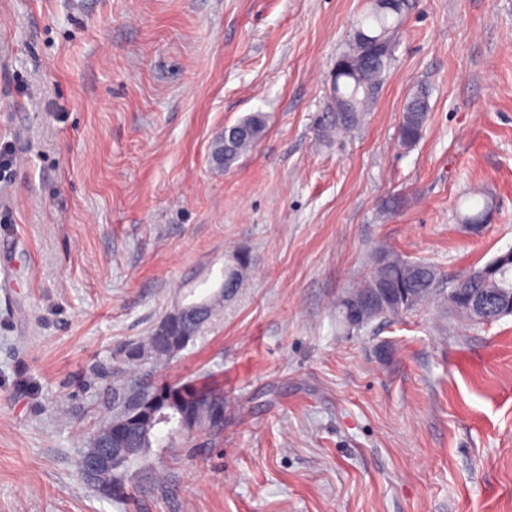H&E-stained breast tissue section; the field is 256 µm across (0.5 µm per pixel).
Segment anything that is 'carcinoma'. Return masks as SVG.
Returning <instances> with one entry per match:
<instances>
[{"label": "carcinoma", "instance_id": "cac0c4a2", "mask_svg": "<svg viewBox=\"0 0 512 512\" xmlns=\"http://www.w3.org/2000/svg\"><path fill=\"white\" fill-rule=\"evenodd\" d=\"M405 0H393L391 8L370 11L357 23L352 39L339 56L341 65L336 67L333 93L336 99L334 119L336 129L351 130L365 112L374 104L382 85L391 57L393 33L397 31ZM429 112L428 94L423 89L414 91L408 98L400 126L401 145L408 147L422 136ZM267 120L262 112H251L237 123L224 128L223 142L218 146V165L228 167L248 152L264 135ZM435 269L420 261H411L400 254L380 249L373 256L370 276L361 287L389 288L391 300L377 311L372 319L398 316L412 311L436 295ZM239 286V274L224 273V283L202 302L185 305L169 313L162 323L135 346L125 350L124 364L133 372L141 369L146 359L165 364L192 342L202 322L189 316V312L202 308L207 317L216 315L224 307L225 294ZM463 289L465 293L484 289L493 293L497 303L512 301V263H498L493 258L468 276L456 281L451 291ZM415 293L417 302L408 306L404 294ZM143 388L157 396L160 413L167 416V433H161L157 423L139 419L133 426L126 447L142 449L134 461L138 467L150 465L152 448H178L193 442L201 435L220 437L224 422L212 419L216 402L224 401V390L205 380L197 382H168L161 380L145 384Z\"/></svg>", "mask_w": 512, "mask_h": 512}]
</instances>
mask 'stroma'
Wrapping results in <instances>:
<instances>
[{
  "instance_id": "35a3bbf8",
  "label": "stroma",
  "mask_w": 512,
  "mask_h": 512,
  "mask_svg": "<svg viewBox=\"0 0 512 512\" xmlns=\"http://www.w3.org/2000/svg\"><path fill=\"white\" fill-rule=\"evenodd\" d=\"M371 0H0V512H512V317L456 279L512 249V0H408L350 134L332 72ZM429 95L413 146L407 97ZM267 129L230 168L211 144ZM486 206L484 225L464 220ZM437 295L358 331L378 248ZM235 295L149 379L211 376L224 432L103 499L77 474L126 346ZM429 112L428 94L417 89L408 98L400 126L401 145L408 147L419 141L422 136ZM267 120L263 112H252L230 127H225L223 142L218 146V166L229 167L248 152L264 135Z\"/></svg>"
}]
</instances>
